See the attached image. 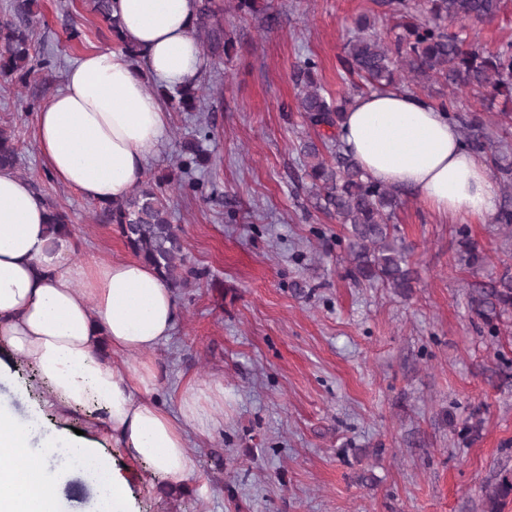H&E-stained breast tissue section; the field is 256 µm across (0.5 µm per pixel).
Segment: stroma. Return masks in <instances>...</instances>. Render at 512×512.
Wrapping results in <instances>:
<instances>
[{"label":"stroma","mask_w":512,"mask_h":512,"mask_svg":"<svg viewBox=\"0 0 512 512\" xmlns=\"http://www.w3.org/2000/svg\"><path fill=\"white\" fill-rule=\"evenodd\" d=\"M40 0L37 35L57 69L33 89L0 78V123L20 139L21 172L75 222L74 259L131 252L94 202L51 179L37 151L35 113L86 51L115 49L91 0ZM235 49L207 97L217 201L169 189L190 261L204 277L175 291L179 316L154 353L156 396L224 386V418L208 436L188 432L195 473L182 488L151 487L143 466L112 449L137 512H484L485 491L512 478V313L493 337L471 301L474 287L512 275V236L494 219L436 216L404 194L394 222L409 251L412 287L397 295L346 275V229L305 200L296 147L305 129L293 71L319 62L327 96H353L339 58L356 16L378 0H271L265 26L218 0ZM456 106L512 148V101L458 94ZM199 113L170 112L145 177L176 164ZM467 227L483 266L458 265Z\"/></svg>","instance_id":"1"}]
</instances>
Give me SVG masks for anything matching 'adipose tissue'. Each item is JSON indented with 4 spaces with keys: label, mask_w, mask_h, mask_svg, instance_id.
I'll return each instance as SVG.
<instances>
[{
    "label": "adipose tissue",
    "mask_w": 512,
    "mask_h": 512,
    "mask_svg": "<svg viewBox=\"0 0 512 512\" xmlns=\"http://www.w3.org/2000/svg\"><path fill=\"white\" fill-rule=\"evenodd\" d=\"M119 50L83 53L36 115L45 169L96 203L118 202L143 177L169 133L157 88L196 82L203 58L192 34L197 0H112ZM342 140L368 176L415 191L438 215L483 221L498 188L483 158L447 112L422 96L373 91L355 97ZM75 242L51 234L47 208L25 179L0 169V345L45 388L27 416L0 403V512H59L62 487L80 478L91 512H136L127 479L106 446L175 488L194 473L188 431L207 435L224 409V387L180 391L174 408L155 397L152 357L178 309L156 269L138 259L73 260ZM108 345L112 357L100 352ZM136 357L135 366L122 356ZM85 434L68 433L75 411Z\"/></svg>",
    "instance_id": "ef3b65f1"
}]
</instances>
